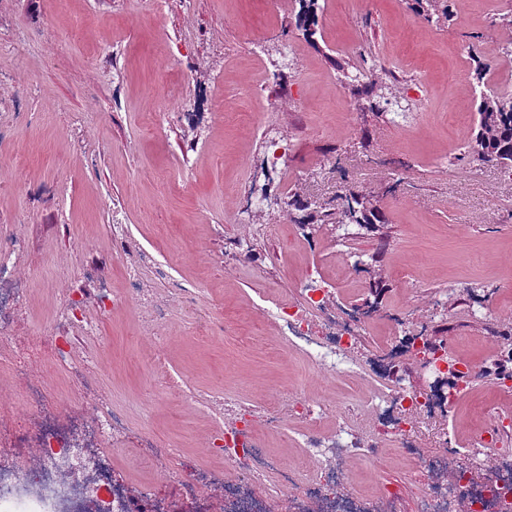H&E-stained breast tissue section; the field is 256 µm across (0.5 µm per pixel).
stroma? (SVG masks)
Returning <instances> with one entry per match:
<instances>
[{"mask_svg": "<svg viewBox=\"0 0 512 512\" xmlns=\"http://www.w3.org/2000/svg\"><path fill=\"white\" fill-rule=\"evenodd\" d=\"M298 10L297 0H0V165L23 162L0 183V237L20 239L13 261L27 282L17 335L66 331L61 298L126 288L140 252L172 261L199 290L192 303L170 297L156 342L138 335L133 313L103 314L91 300L104 342L80 339L58 362L20 348L60 418L97 413L69 379L81 364L134 431L193 456L224 424L219 396L261 399L290 384L341 408L352 384L274 347L255 317L263 300L294 297L310 266L342 308L381 277L382 309L407 308L413 330L447 319L455 350L479 366L512 332V176L462 149L475 129L476 61L512 37L499 23L512 0H455L441 24L404 0H318L311 38ZM344 62L376 71L387 113L348 84ZM281 68L287 93L272 92L259 123L235 120L259 71ZM274 142L287 153L278 197L333 212L342 192L374 197L387 239L326 224L309 240L287 208L247 207ZM116 224L127 227L122 251ZM460 283L492 314L461 303ZM205 323L222 325V339L191 335ZM240 336L258 342L245 349ZM159 344L197 403L151 384L146 358ZM492 400L512 414V398L474 378L445 421L452 447L467 450Z\"/></svg>", "mask_w": 512, "mask_h": 512, "instance_id": "35a3bbf8", "label": "stroma"}]
</instances>
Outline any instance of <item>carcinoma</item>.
<instances>
[{
    "label": "carcinoma",
    "instance_id": "1",
    "mask_svg": "<svg viewBox=\"0 0 512 512\" xmlns=\"http://www.w3.org/2000/svg\"><path fill=\"white\" fill-rule=\"evenodd\" d=\"M450 0H407L408 8L424 16L428 21H448L451 18ZM296 26L308 36L316 33L318 16L304 6L296 16ZM489 64L479 68L474 98L477 104V122L474 135L465 145V153L482 162H491L512 172V96H504L487 79ZM339 198L342 213L351 224H358L372 232L379 231L377 220L382 218L379 206L368 197L347 191ZM288 205L299 212L298 223L304 227L314 224H330L334 217L316 202L296 194Z\"/></svg>",
    "mask_w": 512,
    "mask_h": 512
}]
</instances>
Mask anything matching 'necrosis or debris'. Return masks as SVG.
<instances>
[{
  "label": "necrosis or debris",
  "mask_w": 512,
  "mask_h": 512,
  "mask_svg": "<svg viewBox=\"0 0 512 512\" xmlns=\"http://www.w3.org/2000/svg\"><path fill=\"white\" fill-rule=\"evenodd\" d=\"M17 247L16 241L0 239V336L9 329L7 311L26 288L9 264ZM127 273L130 287L113 292L112 301L138 312L141 335L156 336L164 300L137 286L138 266H128ZM331 298V289L310 268L294 299L271 300L258 307L257 317L306 366L356 379L362 394L337 411L291 388L261 402L225 398L231 414L209 443L212 465L154 442L135 457L137 467L167 479V496L138 492L113 476L112 456L102 442L125 440L130 422L124 410L102 408L98 421L55 422L41 410L48 399L44 386L18 366L15 346L0 339V368L12 370L31 409L26 419L0 422V512H405L402 485L381 482L370 493L349 488L348 463L367 465L393 455L420 465L422 492L414 512H512V448L501 445L512 433V418L497 405H487V423L474 435L468 455L445 446L425 449L439 433L438 417L467 395L478 366L446 346L429 352L425 337L408 336L385 348L376 371L393 375L406 351L428 360L433 383L417 388L395 382L368 391L372 371L350 352L375 315L368 310L337 316ZM452 371L461 379L450 390L443 380ZM286 417L300 424L291 439L299 458L293 465L284 464L266 442ZM29 446L36 449L31 462L20 454ZM489 447L496 454L488 465L479 451ZM288 488L293 496L281 499Z\"/></svg>",
  "instance_id": "4bbe7bcc"
}]
</instances>
